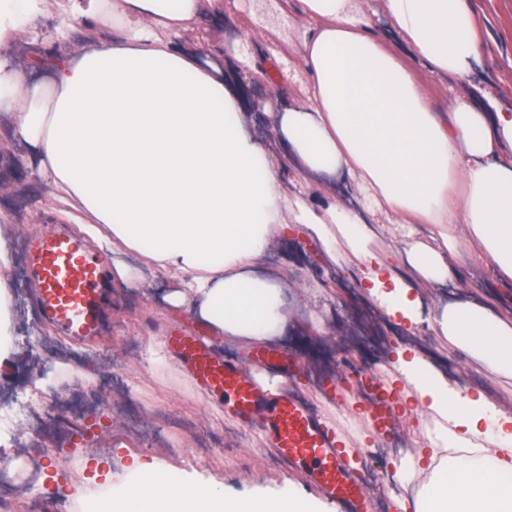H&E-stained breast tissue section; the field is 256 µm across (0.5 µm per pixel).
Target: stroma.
<instances>
[{
    "label": "stroma",
    "instance_id": "stroma-1",
    "mask_svg": "<svg viewBox=\"0 0 512 512\" xmlns=\"http://www.w3.org/2000/svg\"><path fill=\"white\" fill-rule=\"evenodd\" d=\"M68 5V0H43L41 16L13 41L17 65H25L35 53L52 60L103 40V33L89 24L59 41L55 30ZM471 5L482 29L478 73L504 103L512 105V0H471ZM17 156L16 145L1 132L0 211L10 216L12 237L50 231L81 236L66 208L50 203V186L34 170L17 164ZM267 261L290 296L287 334L276 345L301 366L300 373L282 386V393L314 405L323 421L336 429L365 430V421L351 407L323 394L325 383L349 374L341 345L357 333L365 293L335 266L321 262L314 243L295 235L276 237ZM9 277L14 284L16 353L0 366V398H11L23 382L44 374L55 383L53 394L40 401L53 417L54 451L23 455L28 439L19 428L0 447L17 497L30 501L35 512H69L74 486L87 485L94 457L105 453L112 456V476L117 480L123 478L131 457L139 456L156 460L179 476L223 484L232 495L278 493L292 485L317 494V487L288 470L274 449L265 446L259 428L225 415L215 397L196 387L175 352H168L166 364L152 362L151 350L164 336L201 325L189 306L169 303L173 279L147 271L114 277L100 336L91 347L76 351L38 314L27 250L15 248ZM317 321L330 329V337L314 335ZM109 371L117 379L103 395L112 404V417L104 420L98 418L95 405L77 401L76 381Z\"/></svg>",
    "mask_w": 512,
    "mask_h": 512
}]
</instances>
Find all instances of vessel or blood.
I'll return each mask as SVG.
<instances>
[{
    "mask_svg": "<svg viewBox=\"0 0 512 512\" xmlns=\"http://www.w3.org/2000/svg\"><path fill=\"white\" fill-rule=\"evenodd\" d=\"M43 314L69 336L95 335L106 301V271L101 257L84 242L66 233L37 239L33 246ZM168 345L178 354L186 374L210 394L222 398L232 416L243 422L260 421L267 446L294 468L305 470L328 502L341 512H370L349 455L337 445L336 434L304 406L285 396L265 394L238 365L215 357L199 337L175 332ZM257 361L285 374L295 373L297 362L266 347L257 348ZM379 393L367 418L378 433H388L395 417L394 400L385 395L372 374L349 375L332 386L335 398L348 401L356 383Z\"/></svg>",
    "mask_w": 512,
    "mask_h": 512,
    "instance_id": "obj_1",
    "label": "vessel or blood"
}]
</instances>
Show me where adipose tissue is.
Here are the masks:
<instances>
[{
    "mask_svg": "<svg viewBox=\"0 0 512 512\" xmlns=\"http://www.w3.org/2000/svg\"><path fill=\"white\" fill-rule=\"evenodd\" d=\"M246 0H73L59 39L91 19L105 41L56 59L12 60L17 28L41 0H0V113L25 144L20 161L91 237L181 280L214 335L266 343L288 326L285 288L266 266L277 234L294 230L364 288L386 319L426 326L469 358L468 372L512 387V312L477 291L442 305L441 288L488 272L512 288V107L478 82L436 105L433 92L474 73L481 35L470 0H383L387 34L354 0H280L302 36L271 31L264 67L247 52L209 62L184 43L204 9ZM302 69L309 95L272 118L262 141L242 90H278ZM341 188L324 205L312 185ZM358 258L342 264L345 253ZM384 387L430 417L426 444L400 457V512H512V413L419 351L384 367ZM93 512H339L296 490L227 496L218 483L136 458L121 483L111 458L93 469Z\"/></svg>",
    "mask_w": 512,
    "mask_h": 512,
    "instance_id": "1",
    "label": "adipose tissue"
}]
</instances>
